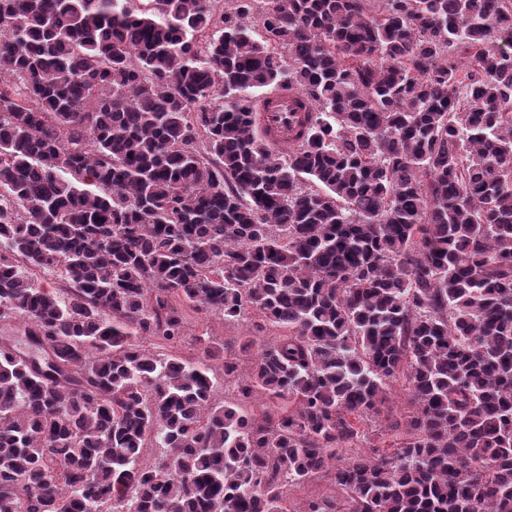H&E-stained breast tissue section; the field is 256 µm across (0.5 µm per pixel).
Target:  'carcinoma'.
I'll list each match as a JSON object with an SVG mask.
<instances>
[{
    "mask_svg": "<svg viewBox=\"0 0 512 512\" xmlns=\"http://www.w3.org/2000/svg\"><path fill=\"white\" fill-rule=\"evenodd\" d=\"M217 4L0 0V320L45 357L0 343V512H512V0ZM173 294L288 331L237 384L277 416L138 346ZM399 372L408 440L335 465ZM272 99L270 107L261 109L258 118L266 141L274 147H281L293 143L288 141L283 131L288 127V117H291L290 112L296 108L300 94L293 89L285 88L275 92ZM331 494L340 497L337 491L334 490L330 477L319 474L316 478L307 482L287 486L284 492V501L281 505L288 512H298L304 508L307 501Z\"/></svg>",
    "mask_w": 512,
    "mask_h": 512,
    "instance_id": "1",
    "label": "carcinoma"
}]
</instances>
